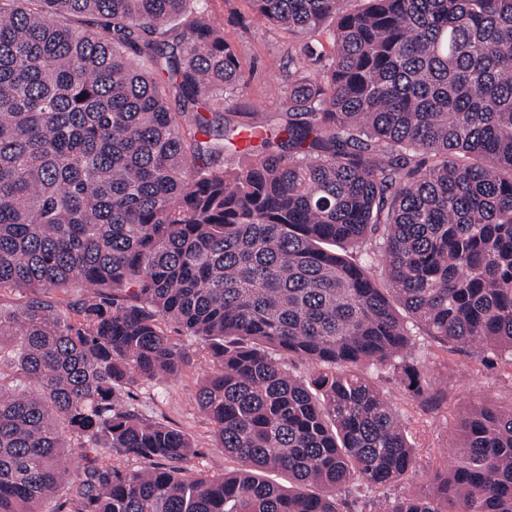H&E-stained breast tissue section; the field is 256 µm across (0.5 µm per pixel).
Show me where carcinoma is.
<instances>
[{"label":"carcinoma","instance_id":"obj_1","mask_svg":"<svg viewBox=\"0 0 512 512\" xmlns=\"http://www.w3.org/2000/svg\"><path fill=\"white\" fill-rule=\"evenodd\" d=\"M247 2L298 69L332 46L274 139L224 123L239 62L205 0H0V293L26 296L0 311V512L64 484L55 512H340L416 466L370 370L428 405L413 337L512 361V0ZM244 131L260 149L228 172ZM70 284L78 322L49 297ZM165 318L207 344L197 403L233 471H192L127 404L191 363ZM388 512H512V405H473Z\"/></svg>","mask_w":512,"mask_h":512}]
</instances>
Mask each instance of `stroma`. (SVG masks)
Returning a JSON list of instances; mask_svg holds the SVG:
<instances>
[{
  "label": "stroma",
  "instance_id": "stroma-1",
  "mask_svg": "<svg viewBox=\"0 0 512 512\" xmlns=\"http://www.w3.org/2000/svg\"><path fill=\"white\" fill-rule=\"evenodd\" d=\"M208 9L223 26L240 65L239 89L224 104L227 122L235 123L236 113L257 112L265 118L268 133L278 135L286 109L284 91L298 77L294 64L298 40L279 27L256 20L247 0H208ZM165 331L189 351L190 366L161 382L132 386L128 401L146 417L178 428L190 438V468L208 474L237 468V460L217 448L213 427L196 403L200 385L213 370L204 343L184 336L171 321L166 322ZM408 354L433 388L445 395L439 406L426 409L401 378L382 371L376 379L397 407L401 424L416 448V470L394 486L352 491L345 498L343 512H382L386 503L405 493L427 491L436 469L454 454L452 445L466 411L477 402L512 403L510 359L479 348L441 345L424 336L418 337Z\"/></svg>",
  "mask_w": 512,
  "mask_h": 512
}]
</instances>
